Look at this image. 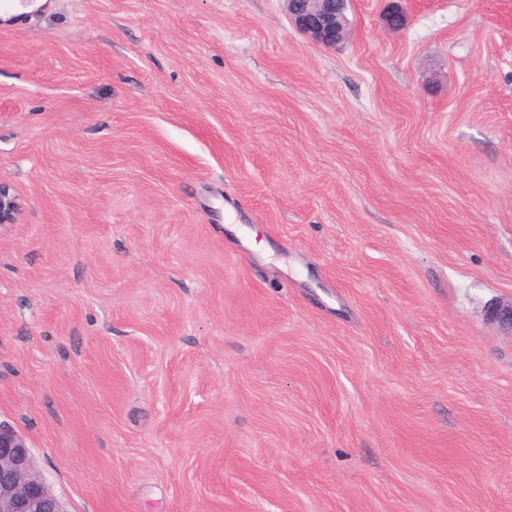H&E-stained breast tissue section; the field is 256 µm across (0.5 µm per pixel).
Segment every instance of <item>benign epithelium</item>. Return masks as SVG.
Instances as JSON below:
<instances>
[{
    "mask_svg": "<svg viewBox=\"0 0 512 512\" xmlns=\"http://www.w3.org/2000/svg\"><path fill=\"white\" fill-rule=\"evenodd\" d=\"M296 27L317 43L332 48L349 35L347 0H284ZM20 205L0 184V227L14 224ZM485 318L499 333L512 336V298L494 300ZM0 512H64L52 486L38 470L26 439L0 423Z\"/></svg>",
    "mask_w": 512,
    "mask_h": 512,
    "instance_id": "1",
    "label": "benign epithelium"
}]
</instances>
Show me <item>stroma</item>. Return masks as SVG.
I'll list each match as a JSON object with an SVG mask.
<instances>
[{
    "label": "stroma",
    "instance_id": "stroma-1",
    "mask_svg": "<svg viewBox=\"0 0 512 512\" xmlns=\"http://www.w3.org/2000/svg\"><path fill=\"white\" fill-rule=\"evenodd\" d=\"M393 3L0 24V422L64 512H512V0ZM296 27L327 48L343 42L349 35L347 0H284ZM20 205L10 188L0 184V227L16 223ZM485 318L499 333L512 336V298L490 302Z\"/></svg>",
    "mask_w": 512,
    "mask_h": 512
}]
</instances>
